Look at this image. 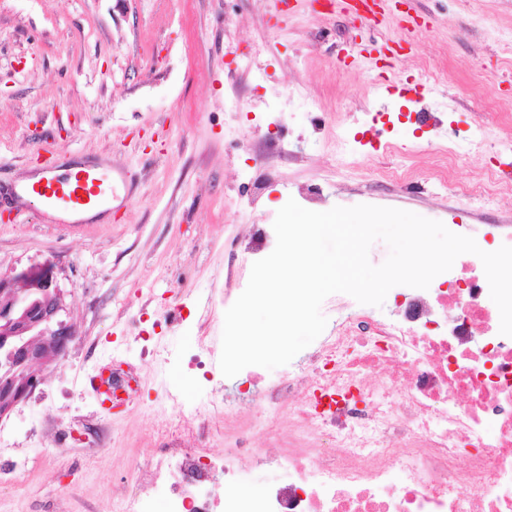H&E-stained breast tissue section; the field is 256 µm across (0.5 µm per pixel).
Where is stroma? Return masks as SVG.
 <instances>
[{"mask_svg":"<svg viewBox=\"0 0 512 512\" xmlns=\"http://www.w3.org/2000/svg\"><path fill=\"white\" fill-rule=\"evenodd\" d=\"M289 2L281 17L274 0H0V273L53 265L75 327L66 358L0 418V461L37 462L0 477V498L23 492V512H55L61 497L71 512H112L113 481L150 452L147 423L133 405L104 415L84 377L122 359L140 398L195 404L204 380L184 353L221 349L225 305L251 273L239 244L288 200L315 190L322 211L479 224L482 247L490 225L512 224V193L475 204L459 191L512 164V0H404L372 24ZM402 10L419 22L406 50L364 58L397 35ZM426 66L438 80L421 81ZM44 146L122 170L124 207L42 223L8 190ZM58 452L62 467L39 466Z\"/></svg>","mask_w":512,"mask_h":512,"instance_id":"obj_1","label":"stroma"}]
</instances>
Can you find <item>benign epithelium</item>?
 Instances as JSON below:
<instances>
[{"mask_svg":"<svg viewBox=\"0 0 512 512\" xmlns=\"http://www.w3.org/2000/svg\"><path fill=\"white\" fill-rule=\"evenodd\" d=\"M73 339L66 292L50 271L0 274V369L24 376L0 390V419L43 384L42 370L66 357Z\"/></svg>","mask_w":512,"mask_h":512,"instance_id":"benign-epithelium-1","label":"benign epithelium"}]
</instances>
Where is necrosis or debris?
<instances>
[{
  "instance_id": "necrosis-or-debris-1",
  "label": "necrosis or debris",
  "mask_w": 512,
  "mask_h": 512,
  "mask_svg": "<svg viewBox=\"0 0 512 512\" xmlns=\"http://www.w3.org/2000/svg\"><path fill=\"white\" fill-rule=\"evenodd\" d=\"M488 292L468 256L393 315L351 307L276 380L250 366L234 398L140 405L149 475L113 483V512H512V337ZM283 467L260 495L221 493Z\"/></svg>"
}]
</instances>
